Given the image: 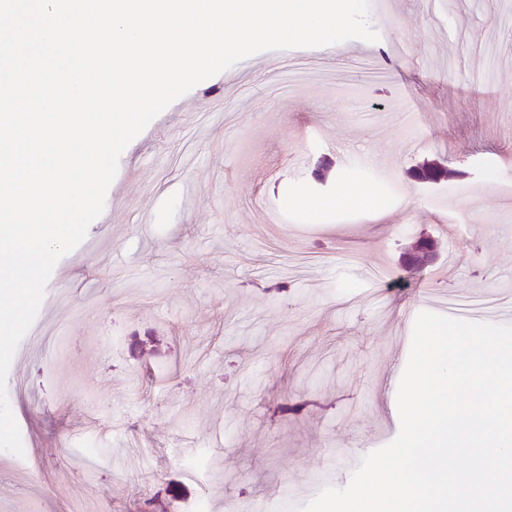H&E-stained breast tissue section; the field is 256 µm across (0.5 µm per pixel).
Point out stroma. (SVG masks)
Segmentation results:
<instances>
[{
  "mask_svg": "<svg viewBox=\"0 0 512 512\" xmlns=\"http://www.w3.org/2000/svg\"><path fill=\"white\" fill-rule=\"evenodd\" d=\"M505 13L512 0H403L369 15L401 55L348 41L253 55L156 117L57 264L67 305L14 354L7 396L28 430L0 460V512H280L347 486L382 421L400 428L395 336L427 288L398 264L406 243L437 240L457 299L512 296ZM214 102L223 121L198 136ZM397 104L408 120L387 122ZM432 160L458 178L408 177ZM290 396L314 405L283 419Z\"/></svg>",
  "mask_w": 512,
  "mask_h": 512,
  "instance_id": "35a3bbf8",
  "label": "stroma"
}]
</instances>
